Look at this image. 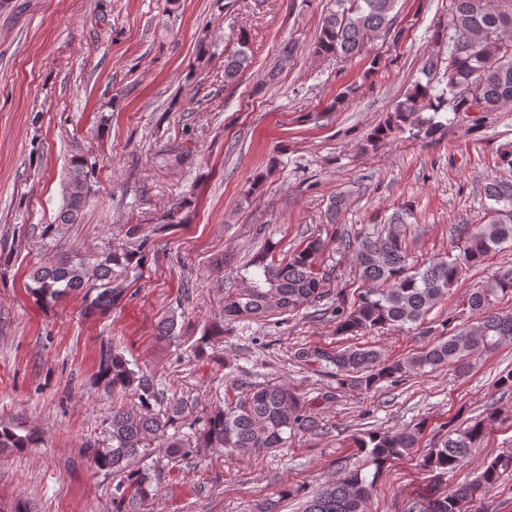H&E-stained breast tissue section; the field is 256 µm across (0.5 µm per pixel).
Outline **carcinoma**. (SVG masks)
<instances>
[{"mask_svg":"<svg viewBox=\"0 0 512 512\" xmlns=\"http://www.w3.org/2000/svg\"><path fill=\"white\" fill-rule=\"evenodd\" d=\"M396 0H336V10L323 19L314 53L318 56L353 58L366 51L378 37L398 34ZM435 39L448 47L445 58L447 83L439 89L431 82L417 80L397 102L384 124L366 140L376 149L389 139L408 133L414 138L431 139L447 129V112H468L478 106L482 112H496L512 102V0H450L448 21L438 25ZM251 63L245 49L224 60V82L233 83ZM87 161L81 154L71 157L64 187V202L58 223L78 222L87 199ZM485 199L491 201L485 224H461L453 229L461 240L458 252L410 263L403 217L396 214L344 248L353 250L359 265L363 288L353 300L336 297L325 310L336 319V333L356 336L379 329H402L423 320L437 301L448 295L471 268L484 263L493 252L512 242V181L496 176L484 179ZM186 201L176 203L153 230L161 232L183 222ZM125 243L91 259L78 252L63 253L39 268L32 277L31 292L39 301L54 303L78 290L89 298L86 312L103 313L117 306L125 296L122 281L129 275L143 276L148 238L144 225H124ZM325 240L312 237L304 245L275 258L269 245L255 254L243 268L240 288L224 292V322L205 329L198 339L199 353L224 337V327L272 315H288L315 305L327 296L326 274L318 261ZM512 293V266L501 267L489 284L471 290L467 304L474 321L448 330L441 338L419 352L398 359H384L375 349L302 348L298 361L320 364L335 370L339 386L367 392L383 381L399 383L426 368L451 363L466 366L470 358L496 350L512 338V309L495 308L498 295ZM96 377L112 391L128 394L131 407L112 408L109 443L91 446L86 455L100 471L123 475V483L112 494V512H124L125 492L149 491L150 469L139 466L157 441H164L171 455L189 457L209 450L226 455L246 451L281 448L288 435L318 428L316 417L305 401L283 383L269 382L249 390L235 403L209 411L189 423L191 433L168 435L175 422L190 416V407L173 398L162 410L156 376L133 365L113 347L102 349ZM497 420L489 407L485 416L449 426L434 448L422 458V467L431 483L432 512H481V500L495 487L502 471L512 465V456H496L480 467L477 475L451 490H442L443 479L456 469L472 449L479 447L488 427ZM425 431V422L395 430H368L356 440L369 464L380 470L416 452ZM38 442L31 433L20 435L0 426L1 448H29ZM373 482L358 472L337 479L313 495L304 512H366Z\"/></svg>","mask_w":512,"mask_h":512,"instance_id":"carcinoma-1","label":"carcinoma"}]
</instances>
